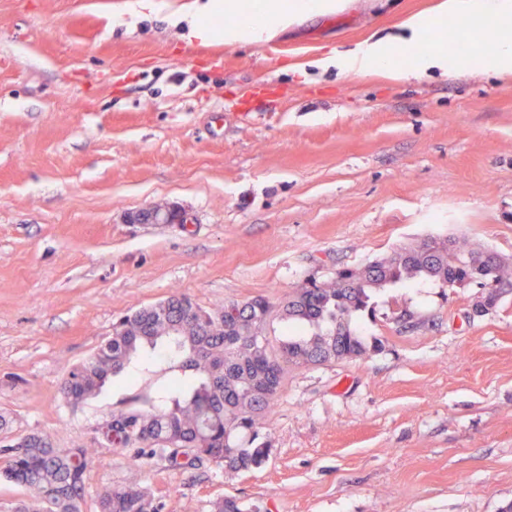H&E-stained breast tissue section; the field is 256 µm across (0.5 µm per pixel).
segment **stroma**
<instances>
[{
  "label": "stroma",
  "mask_w": 512,
  "mask_h": 512,
  "mask_svg": "<svg viewBox=\"0 0 512 512\" xmlns=\"http://www.w3.org/2000/svg\"><path fill=\"white\" fill-rule=\"evenodd\" d=\"M127 0H0V438L89 437L129 377L61 393L119 318L178 291L277 302L311 277L432 236L512 259V77L419 81L317 61L439 0H343L258 45ZM175 205L186 224H134ZM477 284L374 292L354 326L382 351L293 371L260 468H172L98 449L82 512L136 483L160 512H512V296Z\"/></svg>",
  "instance_id": "1"
}]
</instances>
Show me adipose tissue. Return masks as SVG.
<instances>
[{"mask_svg": "<svg viewBox=\"0 0 512 512\" xmlns=\"http://www.w3.org/2000/svg\"><path fill=\"white\" fill-rule=\"evenodd\" d=\"M338 0H257L253 10L237 15L234 22L223 23L231 6L228 0H193L185 18L186 36L203 42L219 41L228 45L257 43L270 39L300 16L331 14ZM489 22L494 30L492 52L476 59L470 49L456 55L448 53V29L445 17ZM408 37H385L322 58V67H336L346 74L389 69L394 56L402 50L425 42V49L412 66L397 71L400 79L421 78L435 70L448 71L481 62L485 69L503 75L512 74V0H441L436 17L412 16L404 23Z\"/></svg>", "mask_w": 512, "mask_h": 512, "instance_id": "ef3b65f1", "label": "adipose tissue"}]
</instances>
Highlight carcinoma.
I'll return each mask as SVG.
<instances>
[{"label":"carcinoma","mask_w":512,"mask_h":512,"mask_svg":"<svg viewBox=\"0 0 512 512\" xmlns=\"http://www.w3.org/2000/svg\"><path fill=\"white\" fill-rule=\"evenodd\" d=\"M423 279L474 282L486 290L492 309L512 293V264L503 257L487 272L474 250L460 251L455 241L439 237L360 268H340L329 281L310 278L277 304L258 296L206 310L175 292L114 324L112 335L69 371L62 391L76 407L111 377L153 376L112 403V419L105 423L112 448L171 467L208 461L234 471L258 468L271 453L258 422L288 373L380 349V342L358 335L353 316L366 308L370 290ZM276 319L303 330L274 341L267 330ZM93 452L79 436L68 448L40 434L1 439L0 478L28 492L10 512H80ZM98 508L159 512L146 489L130 485L104 490Z\"/></svg>","instance_id":"obj_1"}]
</instances>
